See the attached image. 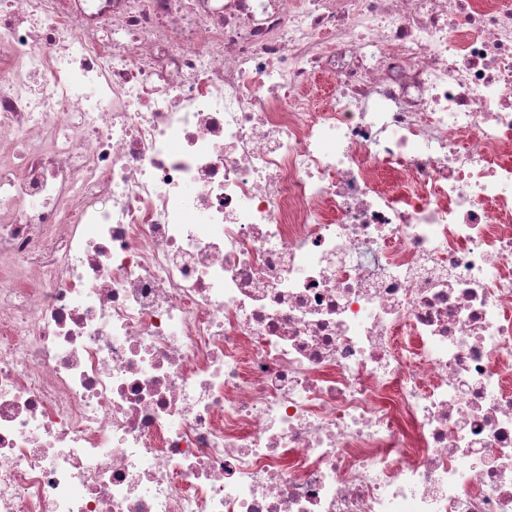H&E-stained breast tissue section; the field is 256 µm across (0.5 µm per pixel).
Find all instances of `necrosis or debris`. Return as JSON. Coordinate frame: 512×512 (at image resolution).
Returning a JSON list of instances; mask_svg holds the SVG:
<instances>
[{
    "instance_id": "necrosis-or-debris-1",
    "label": "necrosis or debris",
    "mask_w": 512,
    "mask_h": 512,
    "mask_svg": "<svg viewBox=\"0 0 512 512\" xmlns=\"http://www.w3.org/2000/svg\"><path fill=\"white\" fill-rule=\"evenodd\" d=\"M0 512H512V0H0Z\"/></svg>"
}]
</instances>
